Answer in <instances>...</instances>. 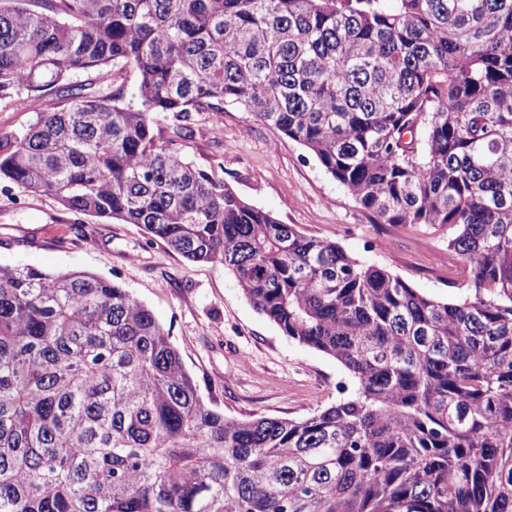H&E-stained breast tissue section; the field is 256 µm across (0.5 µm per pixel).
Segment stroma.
I'll use <instances>...</instances> for the list:
<instances>
[{
    "mask_svg": "<svg viewBox=\"0 0 512 512\" xmlns=\"http://www.w3.org/2000/svg\"><path fill=\"white\" fill-rule=\"evenodd\" d=\"M191 123L187 137L169 122L157 134L249 203L437 300L461 297L449 283L457 258L446 230L373 223L303 146L243 110L204 112ZM75 220L52 196L0 183V265L83 270L120 283L153 312L199 395L225 417L303 419L353 391L339 362L284 336L222 263L189 261L134 224L86 216L79 230Z\"/></svg>",
    "mask_w": 512,
    "mask_h": 512,
    "instance_id": "35a3bbf8",
    "label": "stroma"
}]
</instances>
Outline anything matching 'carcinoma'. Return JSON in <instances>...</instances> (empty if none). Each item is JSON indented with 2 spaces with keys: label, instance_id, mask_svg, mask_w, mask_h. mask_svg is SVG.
<instances>
[{
  "label": "carcinoma",
  "instance_id": "obj_1",
  "mask_svg": "<svg viewBox=\"0 0 512 512\" xmlns=\"http://www.w3.org/2000/svg\"><path fill=\"white\" fill-rule=\"evenodd\" d=\"M386 2L0 0V101H48L0 140V182L224 264L355 383L302 420L228 419L121 284L0 266V512H512V0ZM228 106L374 223L447 230L464 295L281 223L156 137Z\"/></svg>",
  "mask_w": 512,
  "mask_h": 512
}]
</instances>
